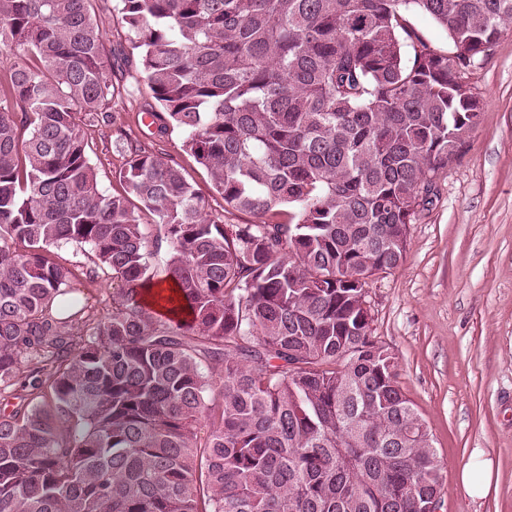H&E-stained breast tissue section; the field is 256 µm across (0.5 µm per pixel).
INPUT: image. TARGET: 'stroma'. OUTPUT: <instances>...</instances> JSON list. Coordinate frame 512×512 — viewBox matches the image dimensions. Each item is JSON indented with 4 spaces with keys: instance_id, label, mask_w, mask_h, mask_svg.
Wrapping results in <instances>:
<instances>
[{
    "instance_id": "1",
    "label": "stroma",
    "mask_w": 512,
    "mask_h": 512,
    "mask_svg": "<svg viewBox=\"0 0 512 512\" xmlns=\"http://www.w3.org/2000/svg\"><path fill=\"white\" fill-rule=\"evenodd\" d=\"M98 23L112 50L113 78L128 84L129 41L116 0H99ZM466 81L481 121L458 156L432 177L408 226L402 265L368 288L373 334L394 354L397 381L427 426L444 463L440 512H512V31L478 57ZM149 89L116 100L114 122L88 128L104 189L121 191L122 147H161L209 205L224 201L204 167L169 128L159 137L135 123ZM494 466L485 497L471 499L460 472L473 452Z\"/></svg>"
}]
</instances>
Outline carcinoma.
Segmentation results:
<instances>
[{
    "instance_id": "carcinoma-1",
    "label": "carcinoma",
    "mask_w": 512,
    "mask_h": 512,
    "mask_svg": "<svg viewBox=\"0 0 512 512\" xmlns=\"http://www.w3.org/2000/svg\"><path fill=\"white\" fill-rule=\"evenodd\" d=\"M96 2L0 0V512H432L442 464L363 304L479 122L461 78L512 0H118L137 122L182 131L222 213L131 142L102 188L85 128L133 90ZM406 19L411 29L435 50L448 55L455 51L447 32L428 13L410 8Z\"/></svg>"
}]
</instances>
